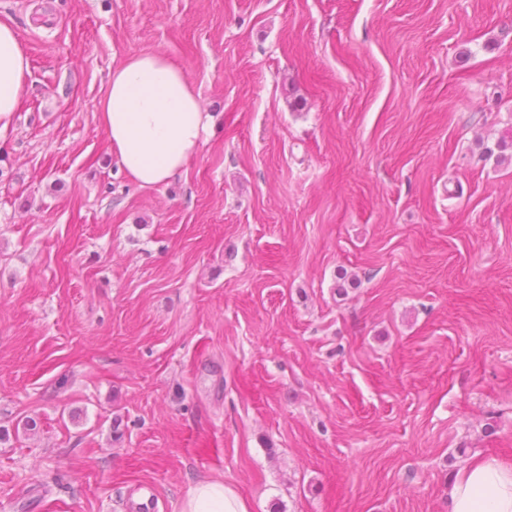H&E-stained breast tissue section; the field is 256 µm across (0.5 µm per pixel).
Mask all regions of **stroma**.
Segmentation results:
<instances>
[{"label": "stroma", "instance_id": "35a3bbf8", "mask_svg": "<svg viewBox=\"0 0 512 512\" xmlns=\"http://www.w3.org/2000/svg\"><path fill=\"white\" fill-rule=\"evenodd\" d=\"M0 20L31 61L0 138V512H182L205 479L251 512H448L473 456L512 461V0ZM143 52L213 116L145 188L97 119Z\"/></svg>", "mask_w": 512, "mask_h": 512}]
</instances>
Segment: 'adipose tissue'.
I'll list each match as a JSON object with an SVG mask.
<instances>
[{"mask_svg": "<svg viewBox=\"0 0 512 512\" xmlns=\"http://www.w3.org/2000/svg\"><path fill=\"white\" fill-rule=\"evenodd\" d=\"M29 56L15 28L0 21V133L21 108ZM113 155L140 186L167 184L183 171L211 124L200 98L168 58L147 52L109 75L97 114ZM450 512H512V464L476 459L448 484ZM182 512H249L247 502L219 481L197 483Z\"/></svg>", "mask_w": 512, "mask_h": 512, "instance_id": "ef3b65f1", "label": "adipose tissue"}]
</instances>
